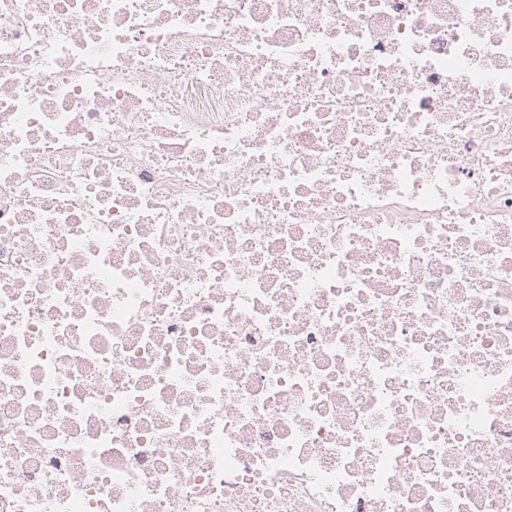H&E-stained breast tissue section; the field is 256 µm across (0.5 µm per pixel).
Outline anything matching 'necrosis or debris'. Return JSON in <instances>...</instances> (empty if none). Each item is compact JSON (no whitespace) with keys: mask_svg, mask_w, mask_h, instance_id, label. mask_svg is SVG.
Here are the masks:
<instances>
[{"mask_svg":"<svg viewBox=\"0 0 512 512\" xmlns=\"http://www.w3.org/2000/svg\"><path fill=\"white\" fill-rule=\"evenodd\" d=\"M0 512H512V0H0Z\"/></svg>","mask_w":512,"mask_h":512,"instance_id":"4bbe7bcc","label":"necrosis or debris"}]
</instances>
